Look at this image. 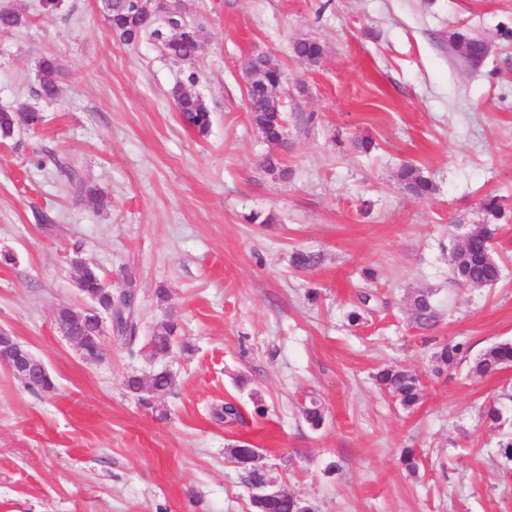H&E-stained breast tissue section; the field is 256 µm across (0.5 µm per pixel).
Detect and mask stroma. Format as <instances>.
<instances>
[{
	"label": "stroma",
	"mask_w": 512,
	"mask_h": 512,
	"mask_svg": "<svg viewBox=\"0 0 512 512\" xmlns=\"http://www.w3.org/2000/svg\"><path fill=\"white\" fill-rule=\"evenodd\" d=\"M184 4L205 41L175 63L111 38L98 0H63L49 17L39 0H0L23 18L0 32V108L46 117L0 139V256L14 257L0 259V327L55 382L36 395L0 365V512H252L230 456L241 443L316 512H512V459L482 417L492 404L512 420V366L468 373L512 342V0ZM456 32L488 43L481 65L453 49ZM305 38L322 43L320 63L294 55ZM254 53L288 75L284 180L266 172L269 147L248 119L241 64ZM48 55L61 70L51 100L37 94ZM183 84L212 114L207 135L179 117ZM407 165L432 182L429 197L405 189ZM488 194L502 203L503 276L461 287L452 243L487 223ZM267 214L274 223H256ZM297 249L319 266L295 270ZM76 255L135 296L136 343L104 326L93 361L54 320L81 300ZM366 287L377 302L351 324ZM423 290L441 314L431 331L411 317ZM171 318L190 351L151 357ZM446 343L464 349L450 367L435 358ZM386 365L420 377L418 404L378 390ZM162 369L167 393L126 392L128 376ZM312 398L317 429L302 413ZM227 400L243 414L231 425L209 414ZM407 448L417 473L400 461Z\"/></svg>",
	"instance_id": "obj_1"
}]
</instances>
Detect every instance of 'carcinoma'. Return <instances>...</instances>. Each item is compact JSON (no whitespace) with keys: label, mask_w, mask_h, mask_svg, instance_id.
Instances as JSON below:
<instances>
[{"label":"carcinoma","mask_w":512,"mask_h":512,"mask_svg":"<svg viewBox=\"0 0 512 512\" xmlns=\"http://www.w3.org/2000/svg\"><path fill=\"white\" fill-rule=\"evenodd\" d=\"M108 31L120 41L137 44L160 42L163 55L174 61H185L188 57L198 53L204 42V35H194L187 38H173L172 30L185 28L190 30L194 22L189 12L182 9L174 14L169 21L163 40H158V23L140 18L134 14L133 0H118L112 11L105 16ZM295 55L309 64H317L323 57L324 47L316 39L306 38L295 42L293 46ZM243 69H262L266 73L265 85L247 90L249 101L248 112L254 126L258 127L265 142L273 151L265 157L266 172L276 178H288V168L285 167L280 155L275 149L286 144L284 130L287 119L282 111L271 112L268 109V92L280 86V74L283 69L278 64H269L266 57L258 55L249 57L243 64ZM39 94L50 97L57 90L60 69L56 59L45 56L39 63ZM177 111L181 121L189 128L204 135L211 126V112L201 102L197 95H189L181 87L174 91ZM44 122V116L37 112H22L14 109H0V138L9 139L15 132L34 122ZM400 180L406 189L416 196H427L432 193L431 182L421 175L420 171L407 166L400 171ZM498 228L495 224H479L470 231V234L454 243L451 249V260L464 264L462 281L472 286H492L499 282L501 266L495 255L493 241ZM321 262V255L311 251L296 250L291 255V265L300 271H310ZM104 278L97 267L87 265L82 276L83 287L89 292H98L103 288ZM412 318L420 329L430 330L438 322V312L432 301V295L426 291L417 293L411 304ZM77 321L79 333L89 339L99 335L98 324L91 320L78 318L77 314L67 310L58 321L61 330L69 328L71 321ZM178 330V323L170 320L163 324L162 330L150 338L149 345L156 353H164L173 348ZM461 347L458 345H444L436 352V359L445 366L454 364L460 355ZM512 365V343L503 342L494 345L484 354L477 357L471 367V373L484 376L503 367ZM379 389L396 398L403 406L411 407L421 398L422 383L417 375L398 367H386L375 376ZM173 385L172 375L166 370L155 372L151 376V386L156 392L169 391ZM305 420L317 429L324 423L323 411L316 401L303 408ZM212 416L219 422L232 424L242 419L240 407L231 401L216 407ZM231 456L239 467L246 472V480L252 487L263 481L265 472L255 465L254 459L249 456L247 445L234 446ZM264 512H315L314 507L300 499L280 500L274 499L266 503Z\"/></svg>","instance_id":"obj_1"}]
</instances>
